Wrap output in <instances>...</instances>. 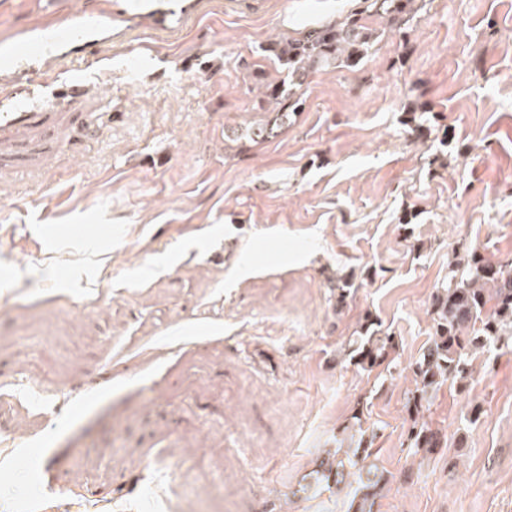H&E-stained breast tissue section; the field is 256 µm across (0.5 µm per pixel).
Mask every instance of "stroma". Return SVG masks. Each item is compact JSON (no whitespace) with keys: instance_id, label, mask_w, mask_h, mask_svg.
<instances>
[{"instance_id":"1","label":"stroma","mask_w":512,"mask_h":512,"mask_svg":"<svg viewBox=\"0 0 512 512\" xmlns=\"http://www.w3.org/2000/svg\"><path fill=\"white\" fill-rule=\"evenodd\" d=\"M55 2L0 0V61L98 34L46 57L38 97L0 75L14 111L66 115L0 159V512H175L153 496L159 451L197 512H347L297 486L356 415L392 476L377 512H512V345L432 395L445 448L403 445L449 262L512 263V0H426L401 30L366 17L367 55L311 74L287 129L230 151L285 75L266 47L361 0ZM368 315L395 337L390 368L349 360Z\"/></svg>"}]
</instances>
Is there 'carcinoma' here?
<instances>
[{
	"label": "carcinoma",
	"instance_id": "carcinoma-1",
	"mask_svg": "<svg viewBox=\"0 0 512 512\" xmlns=\"http://www.w3.org/2000/svg\"><path fill=\"white\" fill-rule=\"evenodd\" d=\"M417 0H363L364 11L387 19L400 29L415 16ZM372 34L359 15L343 22L311 27L295 39L269 44L266 51L288 72V80L263 84L266 101L274 108L262 118L224 137L244 145L264 143L288 126L303 104L299 87L317 70L340 63L353 65L372 48ZM431 336L411 366L415 387L407 393L405 412L409 426L407 447L434 453L442 447L441 435L424 420L429 393L451 381L471 375L472 357L492 341L505 343L502 331L512 336V268L486 261L475 251L466 252L448 265V285L435 291L430 304ZM353 339L351 360L371 371L390 363L393 336L371 316ZM349 428L359 433L350 448H329L314 460L296 492L320 494L337 490L348 498V512H374L389 478L375 463V429H365L361 417Z\"/></svg>",
	"mask_w": 512,
	"mask_h": 512
}]
</instances>
